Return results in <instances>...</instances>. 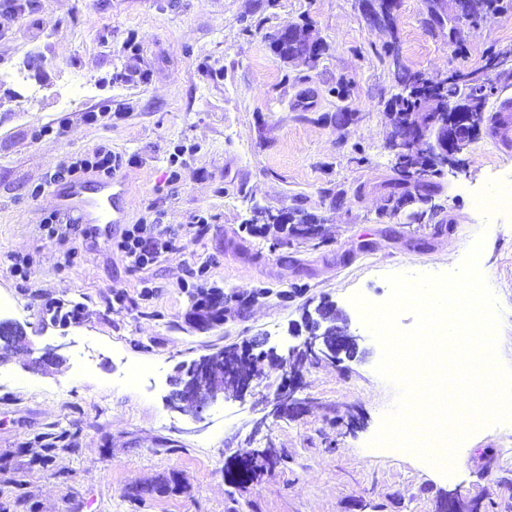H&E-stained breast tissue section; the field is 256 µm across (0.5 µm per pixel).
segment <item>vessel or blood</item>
Here are the masks:
<instances>
[{
  "instance_id": "vessel-or-blood-1",
  "label": "vessel or blood",
  "mask_w": 512,
  "mask_h": 512,
  "mask_svg": "<svg viewBox=\"0 0 512 512\" xmlns=\"http://www.w3.org/2000/svg\"><path fill=\"white\" fill-rule=\"evenodd\" d=\"M493 134L502 147L512 146V98L502 99L495 110ZM126 188L123 181L109 178L90 181H66L62 193L65 214L75 215L77 223L111 226L122 223V200Z\"/></svg>"
}]
</instances>
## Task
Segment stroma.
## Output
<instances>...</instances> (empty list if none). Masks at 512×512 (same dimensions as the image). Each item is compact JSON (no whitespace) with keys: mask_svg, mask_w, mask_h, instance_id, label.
Returning <instances> with one entry per match:
<instances>
[{"mask_svg":"<svg viewBox=\"0 0 512 512\" xmlns=\"http://www.w3.org/2000/svg\"><path fill=\"white\" fill-rule=\"evenodd\" d=\"M450 2L397 0L390 32L367 23L361 0H0V296L24 306L15 320L29 342L0 359V512H438L453 490L512 512V422L471 434L448 476L372 446L395 390L350 301H387L392 273L453 271L483 237L499 357L512 365V215L475 206L512 176V151L483 128L460 172L426 178L425 202L387 210L401 91L388 46L434 80L512 48V8L459 22L452 42L439 21ZM288 22L309 24L320 59L274 52ZM341 81L344 100L332 93ZM343 108L353 118L340 126ZM102 144L126 184L124 224L170 225L179 256L129 269L112 250L124 224L50 235L64 221L54 174ZM257 207L305 209L316 233L262 230ZM18 260L26 278L11 271ZM212 288L224 321L195 327L193 299ZM324 300L358 353L307 363L301 408L266 416L280 359ZM259 339L277 355L259 359L244 398L218 399L200 421L172 407L180 365ZM56 345L62 362L30 369ZM130 364L155 373L124 383ZM264 448L274 464L237 482L233 464Z\"/></svg>","mask_w":512,"mask_h":512,"instance_id":"obj_1","label":"stroma"}]
</instances>
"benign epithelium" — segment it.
I'll list each match as a JSON object with an SVG mask.
<instances>
[{
    "instance_id": "obj_1",
    "label": "benign epithelium",
    "mask_w": 512,
    "mask_h": 512,
    "mask_svg": "<svg viewBox=\"0 0 512 512\" xmlns=\"http://www.w3.org/2000/svg\"><path fill=\"white\" fill-rule=\"evenodd\" d=\"M422 112L426 113L427 123L439 129L448 127V114H453L454 120L465 126V134L458 136L450 130L447 136L432 141L425 129L427 123L420 122L418 115L413 114L397 127L391 143L394 160L399 161L408 152L422 149L428 157L423 175L435 171L457 172L456 157L479 137L483 124L475 122L472 113L461 109L457 100L448 101V108L443 109L428 96ZM306 330L308 336L302 342V347L290 351L288 357L282 359V364L289 369L294 382L281 387L270 401L273 414L279 415L284 409L299 404L295 394L298 391L296 379L304 367L300 357H319L334 362L341 355H347L357 348V337L351 333L347 317L334 303H320L314 311L307 312ZM15 336L20 337L17 343L3 345L0 350L9 353L27 344L26 331L20 324L0 318V340L5 342ZM251 356L252 347L246 345L241 349L224 350V364L220 366L212 364V356L209 354L198 357L183 368L184 378L180 387L172 392L171 403L178 409H190L194 417L200 420L218 397L244 398L251 382L258 375L255 369H242V365L250 361Z\"/></svg>"
}]
</instances>
